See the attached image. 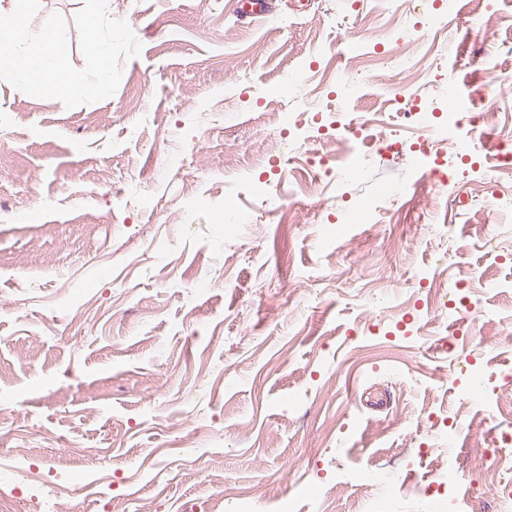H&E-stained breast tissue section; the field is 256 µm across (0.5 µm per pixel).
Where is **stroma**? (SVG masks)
<instances>
[{
  "label": "stroma",
  "instance_id": "1",
  "mask_svg": "<svg viewBox=\"0 0 512 512\" xmlns=\"http://www.w3.org/2000/svg\"><path fill=\"white\" fill-rule=\"evenodd\" d=\"M84 2L31 23L61 14L78 69ZM274 2L107 0L142 45L113 96L0 81V492L29 449L28 512H512V101L485 72L512 78V0ZM452 94L489 121L405 119ZM356 125L410 165L307 172Z\"/></svg>",
  "mask_w": 512,
  "mask_h": 512
}]
</instances>
